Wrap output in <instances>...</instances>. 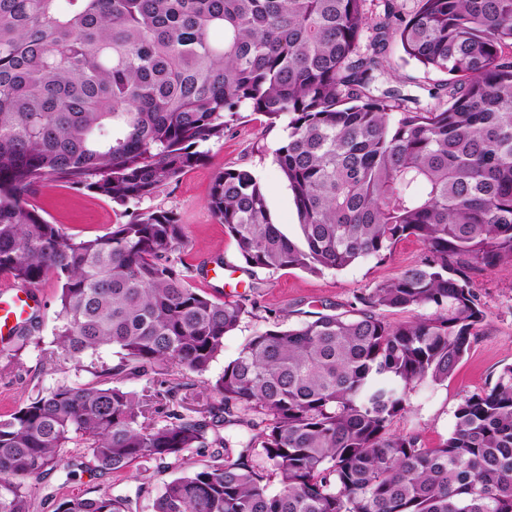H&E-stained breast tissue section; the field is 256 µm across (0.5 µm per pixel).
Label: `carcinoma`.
Listing matches in <instances>:
<instances>
[{
    "label": "carcinoma",
    "mask_w": 512,
    "mask_h": 512,
    "mask_svg": "<svg viewBox=\"0 0 512 512\" xmlns=\"http://www.w3.org/2000/svg\"><path fill=\"white\" fill-rule=\"evenodd\" d=\"M418 2L402 18L393 0L377 15L367 0H0V275L55 282L43 365L102 346L119 357L0 416V512H30L24 479L70 447L98 476L212 449L153 512H512V363L462 398L441 444L392 430L486 318L471 271L512 265V0ZM391 39L451 75L432 102L374 95ZM242 112L288 118L275 155L300 218L292 239L251 171L220 169L208 208L247 266L340 271L410 236L424 255L350 316L257 331L196 408L184 379L251 310L191 284L173 212L129 206L203 164ZM49 181L131 218L69 233L28 204ZM379 308L433 313L391 323ZM30 344L23 326L9 357ZM231 425L253 435H221ZM128 509L105 491L56 512Z\"/></svg>",
    "instance_id": "obj_1"
}]
</instances>
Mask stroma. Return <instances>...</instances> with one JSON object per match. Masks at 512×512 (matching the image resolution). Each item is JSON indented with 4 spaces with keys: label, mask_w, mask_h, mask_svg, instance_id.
Here are the masks:
<instances>
[{
    "label": "stroma",
    "mask_w": 512,
    "mask_h": 512,
    "mask_svg": "<svg viewBox=\"0 0 512 512\" xmlns=\"http://www.w3.org/2000/svg\"><path fill=\"white\" fill-rule=\"evenodd\" d=\"M387 55L404 93L424 96L426 87L446 78L445 73L408 60L398 43H389ZM284 136L283 124L270 126L264 116L246 114L223 140L209 145L205 164L139 205L143 212L156 208L174 211L185 225L188 245L177 257L187 268L193 286L217 298L244 292L254 304L253 315L245 317L238 330L225 337L223 354L206 374L210 380L218 378L241 347L268 322L294 324L312 319L317 313L347 312L357 296L416 264L424 252L422 244L409 237L396 244L389 258H371L343 271L327 270L314 275L300 270L249 269L239 256L235 241L225 234L223 224L209 210L207 200L219 169H248L265 189L274 221L288 236H297L293 197L274 158ZM29 202L51 223L83 235L104 234L119 221L122 212L111 201L71 189L62 182L38 187ZM471 278L487 316L470 350L448 381L418 385L410 395L407 412L393 423L397 433L420 436L430 446L451 433L454 411L461 398L493 385L503 365L512 363V265L492 272L475 271ZM55 292L56 286L50 281L37 290L38 318L31 333L39 338V346H27L19 364L8 371L0 357V415L22 407L45 389L63 383L81 385L91 379L89 372L76 369L71 361L52 369L42 364L40 351L51 346L57 324ZM83 454L80 448L66 449L49 474L27 478L32 492L31 512H56L63 496L94 497L105 491L126 498L130 512H152L153 501L164 483L178 476L183 468L152 466L145 471L99 477L82 466Z\"/></svg>",
    "instance_id": "35a3bbf8"
}]
</instances>
